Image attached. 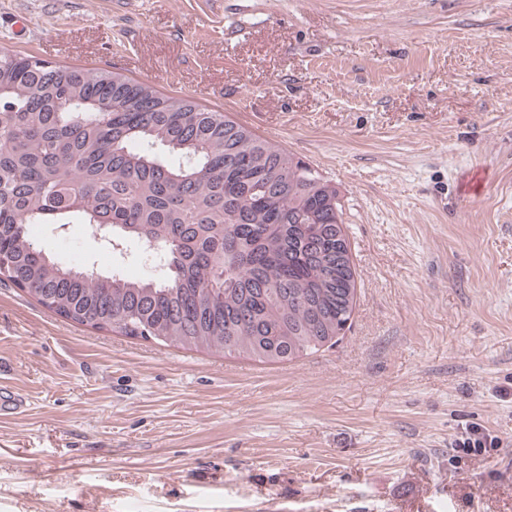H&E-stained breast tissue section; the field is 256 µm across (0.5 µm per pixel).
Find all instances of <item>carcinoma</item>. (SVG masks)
I'll return each mask as SVG.
<instances>
[{"instance_id":"carcinoma-1","label":"carcinoma","mask_w":512,"mask_h":512,"mask_svg":"<svg viewBox=\"0 0 512 512\" xmlns=\"http://www.w3.org/2000/svg\"><path fill=\"white\" fill-rule=\"evenodd\" d=\"M335 187L224 113L100 68L0 51V282L80 325L290 361L351 321ZM112 227L162 272L61 264L34 224Z\"/></svg>"}]
</instances>
